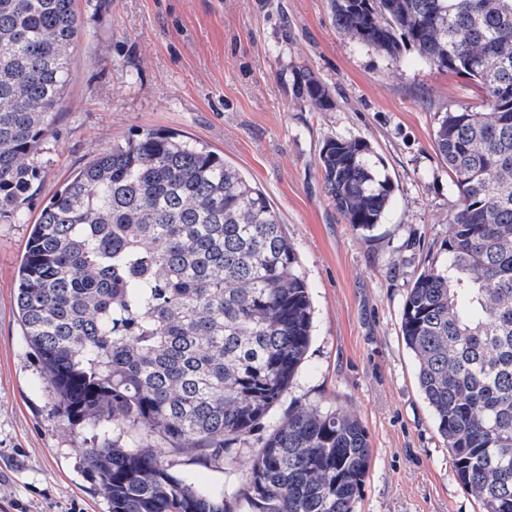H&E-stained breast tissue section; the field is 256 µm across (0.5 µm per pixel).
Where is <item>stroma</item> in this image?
<instances>
[{"instance_id":"1","label":"stroma","mask_w":512,"mask_h":512,"mask_svg":"<svg viewBox=\"0 0 512 512\" xmlns=\"http://www.w3.org/2000/svg\"><path fill=\"white\" fill-rule=\"evenodd\" d=\"M72 80L34 163L23 224L0 220V512H111L86 468L85 435L55 413L14 305L31 224L71 174L146 131L206 145L269 197L310 287L312 341L277 409L340 410L372 448L355 512H481L459 484L401 336L407 290L447 239L455 176L435 131L444 113L481 110L469 80L391 57L336 28L329 0H76ZM334 106L294 98L296 70ZM330 136L367 141L394 184L373 231L347 224L316 156ZM235 471L187 453L198 486L236 490Z\"/></svg>"}]
</instances>
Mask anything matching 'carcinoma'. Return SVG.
<instances>
[{"mask_svg":"<svg viewBox=\"0 0 512 512\" xmlns=\"http://www.w3.org/2000/svg\"><path fill=\"white\" fill-rule=\"evenodd\" d=\"M336 28L396 56L407 47L474 82L481 111L435 131L455 174L440 258L407 289L401 335L462 487L512 512V0H329ZM76 0H0V218L21 223L30 163L71 79ZM296 99L334 106L308 70ZM327 195L356 229L394 186L364 140L326 139ZM267 195L177 133L144 131L79 170L32 225L15 306L53 408L80 426L112 512H354L371 463L354 417L275 408L311 340L309 286ZM153 438L167 446L145 445ZM242 487L204 491L175 470L193 452Z\"/></svg>","mask_w":512,"mask_h":512,"instance_id":"cac0c4a2","label":"carcinoma"}]
</instances>
